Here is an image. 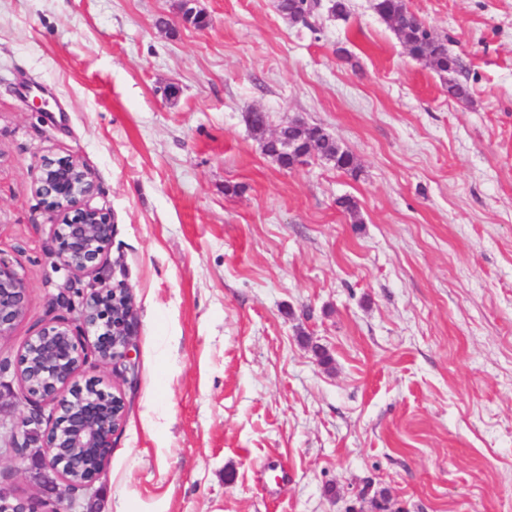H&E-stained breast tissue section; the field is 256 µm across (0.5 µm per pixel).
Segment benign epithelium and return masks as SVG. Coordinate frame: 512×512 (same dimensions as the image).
Returning a JSON list of instances; mask_svg holds the SVG:
<instances>
[{"mask_svg":"<svg viewBox=\"0 0 512 512\" xmlns=\"http://www.w3.org/2000/svg\"><path fill=\"white\" fill-rule=\"evenodd\" d=\"M97 192L91 170L73 159H46L36 193L53 223L55 255L78 274L100 269L113 224L92 205ZM26 309V285L13 267L0 259V337L7 335ZM135 316L132 296L124 287L92 285L80 311V324L60 318L40 327L12 362L26 401L44 405L51 420L38 412L21 418L11 433L9 451L46 492L62 481L68 493L87 489L106 468L112 436L125 418L123 400L95 381L80 384L88 361L85 336L97 332L94 356L102 365L129 359ZM45 428H40V425ZM41 442L27 454L29 439ZM38 497H20L0 487V512H44Z\"/></svg>","mask_w":512,"mask_h":512,"instance_id":"benign-epithelium-1","label":"benign epithelium"}]
</instances>
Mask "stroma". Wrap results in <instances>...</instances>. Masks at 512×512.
I'll use <instances>...</instances> for the list:
<instances>
[{
    "instance_id": "obj_1",
    "label": "stroma",
    "mask_w": 512,
    "mask_h": 512,
    "mask_svg": "<svg viewBox=\"0 0 512 512\" xmlns=\"http://www.w3.org/2000/svg\"><path fill=\"white\" fill-rule=\"evenodd\" d=\"M179 3L0 0V258L26 283L0 359L90 281L53 254L44 159L93 172L98 277L135 306L130 361L80 374L126 416L77 512H512V0H404L464 99L374 0L312 30ZM252 111L357 172L280 168ZM250 127L256 133L261 134L262 152L274 158L280 166L293 170L291 159H283L281 156H275L276 144L284 139H293L304 149V153L311 158L313 152L317 157L331 163L338 170L354 173L357 170V163L352 153L342 149L338 142L328 133L320 134L321 128L307 126L300 120L294 119L288 121V124L282 126L276 138L264 137L266 117L263 112H250L247 116Z\"/></svg>"
}]
</instances>
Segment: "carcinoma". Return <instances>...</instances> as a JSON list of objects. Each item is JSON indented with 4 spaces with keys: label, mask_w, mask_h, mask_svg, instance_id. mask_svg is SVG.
<instances>
[{
    "label": "carcinoma",
    "mask_w": 512,
    "mask_h": 512,
    "mask_svg": "<svg viewBox=\"0 0 512 512\" xmlns=\"http://www.w3.org/2000/svg\"><path fill=\"white\" fill-rule=\"evenodd\" d=\"M316 12L317 0H278L277 10L284 16L292 15L303 9ZM375 12L389 22L399 35L408 53L417 59L426 61L440 74H453L461 68L458 56L448 50L446 42L433 35L430 30L404 4V0H375ZM247 121L253 131L261 134L262 152L274 158L280 166L293 169V162L276 155V144L282 139H293L304 149V153L331 163L338 170L355 172L357 163L352 153L342 149L338 142L329 134L320 133V128L310 127L300 120L294 119L282 126L278 136L266 137L264 130L266 117L262 112H251Z\"/></svg>",
    "instance_id": "cac0c4a2"
}]
</instances>
